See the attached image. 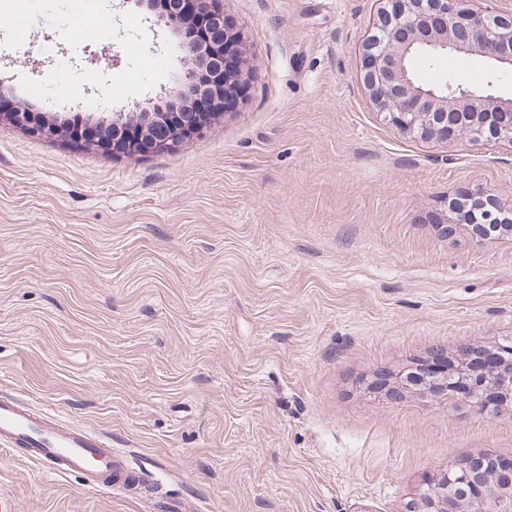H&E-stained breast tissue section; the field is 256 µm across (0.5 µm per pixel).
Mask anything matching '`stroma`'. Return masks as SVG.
Wrapping results in <instances>:
<instances>
[{
  "label": "stroma",
  "mask_w": 512,
  "mask_h": 512,
  "mask_svg": "<svg viewBox=\"0 0 512 512\" xmlns=\"http://www.w3.org/2000/svg\"><path fill=\"white\" fill-rule=\"evenodd\" d=\"M20 2L0 5V87L56 85L36 111L179 85L175 38L134 0H78L68 31ZM221 6L249 88L202 135L112 154L0 123V393L144 481L85 489L0 449V512H405L449 465L512 458V406L400 381L512 345V232L448 208L480 187L512 207V146L421 141L377 112L359 53L376 0ZM416 75L512 93L472 55Z\"/></svg>",
  "instance_id": "stroma-1"
}]
</instances>
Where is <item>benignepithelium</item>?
I'll list each match as a JSON object with an SVG mask.
<instances>
[{
  "label": "benign epithelium",
  "instance_id": "1",
  "mask_svg": "<svg viewBox=\"0 0 512 512\" xmlns=\"http://www.w3.org/2000/svg\"><path fill=\"white\" fill-rule=\"evenodd\" d=\"M157 21L173 32H186L190 16L174 8L155 9ZM377 21L362 48L363 81L370 98L384 117L402 132L423 141H446L467 136L476 142H506L512 145V95L496 96L484 90L449 83L444 88L423 85L414 77L411 58L417 50L439 56L448 52L476 55L500 68L512 67V10H494L485 0H378ZM203 12L217 27L224 26L218 0H198ZM235 47L236 63L229 69L216 64L221 52L193 36L182 39L180 49L186 71L179 87L168 94L135 106L130 113L105 116L90 113L78 120L102 132L97 147L112 153L134 154L145 149L163 152L201 134L217 113L197 118L188 112L200 97L219 100L249 71L241 36L228 35ZM33 135L62 137L70 118L47 112H31L20 100L0 112V119ZM174 123L172 135L161 142L155 129ZM470 211L458 214V223L499 224L504 208L487 190L469 194ZM473 354L463 350L458 364L442 378L434 370H411L405 385L420 391L448 396L455 394L479 413L489 405L475 401V393L487 388L498 403L512 400V359L496 357L479 367ZM407 512H512V462L484 455L451 466L443 478L429 481L408 504Z\"/></svg>",
  "mask_w": 512,
  "mask_h": 512
}]
</instances>
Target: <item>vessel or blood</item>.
Returning a JSON list of instances; mask_svg holds the SVG:
<instances>
[{
    "instance_id": "1",
    "label": "vessel or blood",
    "mask_w": 512,
    "mask_h": 512,
    "mask_svg": "<svg viewBox=\"0 0 512 512\" xmlns=\"http://www.w3.org/2000/svg\"><path fill=\"white\" fill-rule=\"evenodd\" d=\"M0 447L29 449L46 473L79 477L86 488L127 487L136 479L126 460L103 439L1 397Z\"/></svg>"
}]
</instances>
